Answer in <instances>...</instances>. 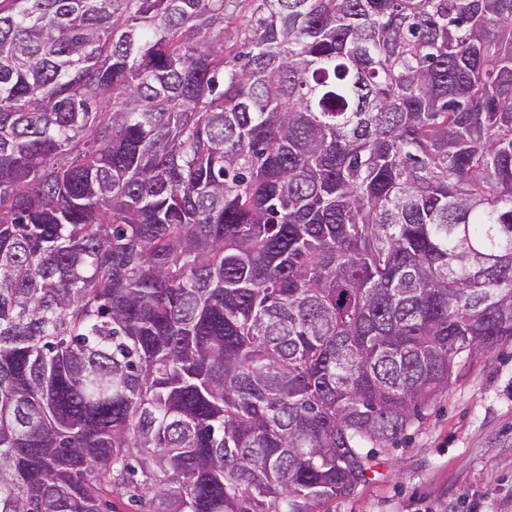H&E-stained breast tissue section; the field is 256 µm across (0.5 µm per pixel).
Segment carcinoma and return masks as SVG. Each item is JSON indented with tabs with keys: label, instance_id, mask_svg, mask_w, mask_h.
<instances>
[{
	"label": "carcinoma",
	"instance_id": "cac0c4a2",
	"mask_svg": "<svg viewBox=\"0 0 512 512\" xmlns=\"http://www.w3.org/2000/svg\"><path fill=\"white\" fill-rule=\"evenodd\" d=\"M510 341L512 0H0V512H316Z\"/></svg>",
	"mask_w": 512,
	"mask_h": 512
}]
</instances>
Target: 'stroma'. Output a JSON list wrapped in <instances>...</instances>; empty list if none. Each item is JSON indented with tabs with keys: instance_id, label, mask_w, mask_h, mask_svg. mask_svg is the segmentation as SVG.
I'll list each match as a JSON object with an SVG mask.
<instances>
[{
	"instance_id": "obj_1",
	"label": "stroma",
	"mask_w": 512,
	"mask_h": 512,
	"mask_svg": "<svg viewBox=\"0 0 512 512\" xmlns=\"http://www.w3.org/2000/svg\"><path fill=\"white\" fill-rule=\"evenodd\" d=\"M373 468L319 512H512V343L466 363Z\"/></svg>"
}]
</instances>
